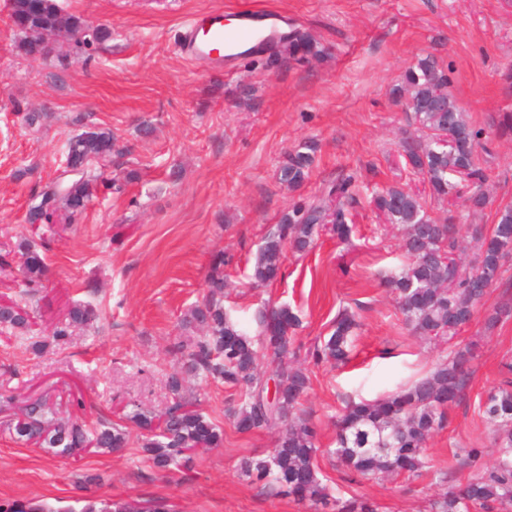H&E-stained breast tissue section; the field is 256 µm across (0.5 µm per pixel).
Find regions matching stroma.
I'll return each mask as SVG.
<instances>
[{
    "instance_id": "obj_1",
    "label": "stroma",
    "mask_w": 512,
    "mask_h": 512,
    "mask_svg": "<svg viewBox=\"0 0 512 512\" xmlns=\"http://www.w3.org/2000/svg\"><path fill=\"white\" fill-rule=\"evenodd\" d=\"M85 21L106 25L96 50L63 46L62 61L42 62L18 50L7 0H0V299L25 305L32 329L0 331V403L50 393L62 416L95 425L134 408L161 413L172 402L167 379L184 360L173 351L196 337L184 327L207 294V276L223 253L230 286L224 306L243 320L265 302L287 304L302 324L297 342L310 348L341 310L356 316L350 363L308 364L301 409L317 430L318 465L333 496L362 495L379 512H430L444 486L423 478H366L336 464V417L346 402L373 399L444 359L448 344L406 327L386 276L403 262V231L385 223L368 195L350 210L352 233H322L303 255L287 254L272 284L253 287L249 274L265 236L298 199L325 198L326 187L357 173L368 188L401 184L434 213L467 215L464 197L434 198L426 179L409 172L400 144L411 118L392 90L418 57L433 56L469 122L484 129L491 154L483 162L492 198L471 226L491 227L512 203V135L499 136L512 113V0H59ZM274 14L281 32H308L322 54L309 61L266 51L236 70L207 66L175 47L193 15L240 9ZM40 113L36 124L26 115ZM112 130L118 150L92 164L99 185L71 223L31 229L28 209L65 167L67 140L82 125ZM318 144L302 186L279 179L284 156L301 142ZM118 181L121 192L107 190ZM46 256L42 288L24 295L18 245ZM93 305L97 328L57 346L52 332L74 303ZM512 303V258L461 339L478 341L474 374L448 426L428 442L432 465L464 484L495 458L479 405L512 360V317L486 330L488 311ZM185 394L224 432V443L164 472L138 445L118 453L54 458L15 443L0 424V500L39 498L79 512L86 477L101 496L159 499L173 512H312L273 487L250 481L240 460L275 446L278 429L238 432L224 410L232 390L189 374ZM479 449L474 464L455 452Z\"/></svg>"
}]
</instances>
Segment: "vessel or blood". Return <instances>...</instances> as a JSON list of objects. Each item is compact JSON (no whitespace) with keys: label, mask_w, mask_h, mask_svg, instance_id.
I'll return each instance as SVG.
<instances>
[{"label":"vessel or blood","mask_w":512,"mask_h":512,"mask_svg":"<svg viewBox=\"0 0 512 512\" xmlns=\"http://www.w3.org/2000/svg\"><path fill=\"white\" fill-rule=\"evenodd\" d=\"M264 13L246 11L236 24L224 21L223 14H197L192 16L179 32L176 47L181 55L213 65L232 66L238 49L245 44L261 46L266 36L261 24Z\"/></svg>","instance_id":"obj_1"}]
</instances>
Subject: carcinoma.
<instances>
[{
    "mask_svg": "<svg viewBox=\"0 0 512 512\" xmlns=\"http://www.w3.org/2000/svg\"><path fill=\"white\" fill-rule=\"evenodd\" d=\"M10 19L17 29L21 52L33 59L51 62L60 58L56 42L38 35L54 32L67 37L76 49L86 48L83 31L86 22L62 12L57 0H15ZM288 55L316 57L319 50L300 29L283 41ZM448 74L431 56L420 57L408 67L402 81L393 88L396 101L411 105L414 131L403 138L405 165L415 175L427 179L433 195L453 197L461 185L478 186L467 198L472 211L484 209L489 195L479 188L485 174L477 150L490 155L480 143L482 129L473 127L465 112L448 90ZM116 137L112 130L88 127L67 141V164L80 174L61 178L41 192L32 206L27 223H68L85 208L96 187L85 177V168L94 160L112 157ZM317 146L312 141L288 152L280 166V180L291 188L300 186L314 163ZM356 174L336 179L327 196L335 208L321 201L293 204L279 217L274 230L259 248L250 278L256 284L276 279L286 249L304 253L324 231L338 239H349V206L362 194ZM388 224L404 226L403 248L407 264L391 275L387 284L396 294L405 324L426 339L454 340L471 322L477 308L501 276L503 260L512 254V204L496 212V222L483 233L473 229L478 243L474 264L466 265L457 252V225L453 217L432 216L422 199L400 185L376 191L371 199ZM19 271L34 292L42 287L47 272L43 253L25 241L19 245ZM224 255L213 257L208 276V294L190 311L188 323L202 332L191 344L177 343L174 350L186 357L188 368L233 388L237 398L230 400L225 416L240 432L284 427L275 448L262 458H244L241 474L262 481L278 492L314 506H332L336 512H378L365 496L334 498L319 477L316 432L298 405L310 380L298 360L295 345L299 316L287 305L264 306L255 313L257 335L252 338L239 328L231 311L224 309ZM97 320L89 305L74 304L60 321L53 338L65 344L76 329H89ZM31 316L14 300L0 304V329L25 333ZM355 314L340 311L332 332L308 352L314 362L345 364L353 344ZM271 351L278 386L276 401L266 400L268 379L257 364L255 344ZM474 342L457 344L450 355L429 374L411 381L398 391L373 400L351 401L337 420V462L362 476H398L419 479L431 476L444 483L448 474L432 470L426 455L429 438L448 423V410L459 404L469 386L470 363L475 357ZM503 378L480 405L483 421L494 435L495 461L478 468L460 489H451L431 503V512H512V361L502 363ZM173 403L161 414L136 411L128 416L139 430L137 439L150 455L153 467L168 470L196 449L217 448L224 441L223 430L205 414L192 408L182 395L178 374L168 377ZM12 438L24 445L48 449L54 457L75 458L88 448L121 451L128 447L130 432L119 423L102 422L88 427L77 419L60 416L58 403L48 395L22 400L6 422ZM0 512H67L45 500L0 501ZM80 512H167L162 502L140 503L122 498L84 500Z\"/></svg>",
    "mask_w": 512,
    "mask_h": 512,
    "instance_id": "carcinoma-1",
    "label": "carcinoma"
}]
</instances>
